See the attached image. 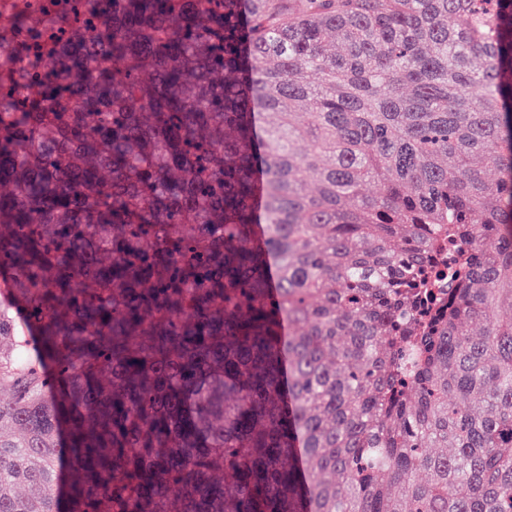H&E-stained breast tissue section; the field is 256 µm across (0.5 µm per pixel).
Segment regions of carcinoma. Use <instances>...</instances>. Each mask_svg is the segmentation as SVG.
I'll return each mask as SVG.
<instances>
[{
  "label": "carcinoma",
  "instance_id": "obj_1",
  "mask_svg": "<svg viewBox=\"0 0 512 512\" xmlns=\"http://www.w3.org/2000/svg\"><path fill=\"white\" fill-rule=\"evenodd\" d=\"M0 278V512H512V0L17 11Z\"/></svg>",
  "mask_w": 512,
  "mask_h": 512
}]
</instances>
